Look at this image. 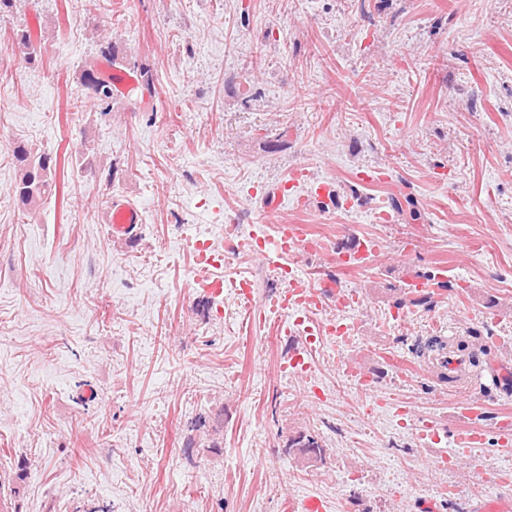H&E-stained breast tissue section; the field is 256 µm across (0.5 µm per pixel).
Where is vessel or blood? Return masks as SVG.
Masks as SVG:
<instances>
[{
  "label": "vessel or blood",
  "instance_id": "vessel-or-blood-1",
  "mask_svg": "<svg viewBox=\"0 0 512 512\" xmlns=\"http://www.w3.org/2000/svg\"><path fill=\"white\" fill-rule=\"evenodd\" d=\"M140 82L137 76L131 75L121 68L112 70V86L115 95L130 97L138 89ZM142 222V213L133 203L116 200L107 215L108 231L111 237L125 241L133 240ZM310 233L304 224H279L273 234L255 237L249 247L250 252L269 269L283 277H289V287L284 295L278 296L272 303L276 311H298L299 316L292 324L284 325L285 334L301 336L302 347L293 349L289 365L297 371H307L305 345L311 344L314 330L322 329L318 319L319 312L329 301L336 298V284L326 280L315 282L313 278L298 272L294 259L303 251L304 244ZM384 248L379 240L363 238L346 253L341 261L345 267L358 269L369 265Z\"/></svg>",
  "mask_w": 512,
  "mask_h": 512
}]
</instances>
